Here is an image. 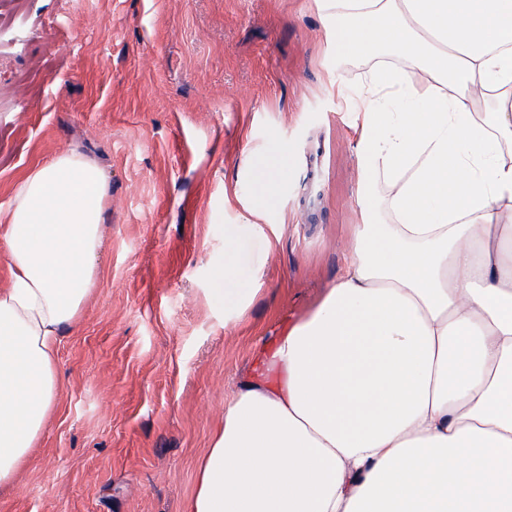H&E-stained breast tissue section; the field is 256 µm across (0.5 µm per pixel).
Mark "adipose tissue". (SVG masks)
<instances>
[{
	"mask_svg": "<svg viewBox=\"0 0 512 512\" xmlns=\"http://www.w3.org/2000/svg\"><path fill=\"white\" fill-rule=\"evenodd\" d=\"M353 108L360 222L336 281L262 339L182 512H512V0H320ZM108 185L33 167L0 242V488L56 408L100 280Z\"/></svg>",
	"mask_w": 512,
	"mask_h": 512,
	"instance_id": "adipose-tissue-1",
	"label": "adipose tissue"
}]
</instances>
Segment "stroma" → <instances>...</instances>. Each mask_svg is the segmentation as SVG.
I'll use <instances>...</instances> for the list:
<instances>
[{"instance_id": "1", "label": "stroma", "mask_w": 512, "mask_h": 512, "mask_svg": "<svg viewBox=\"0 0 512 512\" xmlns=\"http://www.w3.org/2000/svg\"><path fill=\"white\" fill-rule=\"evenodd\" d=\"M366 73L315 0H0V205L68 150L109 186L101 279L0 512H181L252 346L341 273ZM275 149L277 201L247 216Z\"/></svg>"}]
</instances>
